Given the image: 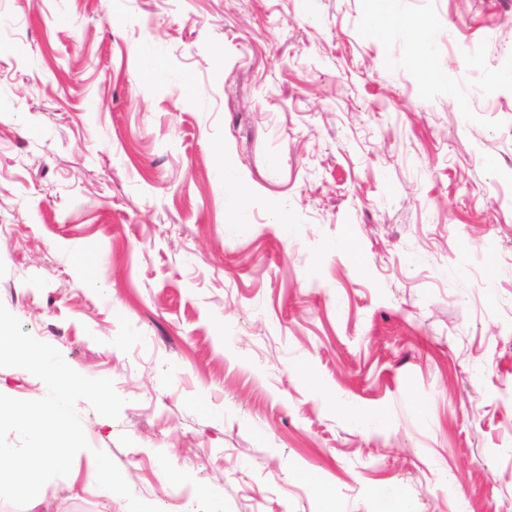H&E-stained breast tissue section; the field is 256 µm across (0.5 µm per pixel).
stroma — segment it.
<instances>
[{
  "label": "stroma",
  "mask_w": 512,
  "mask_h": 512,
  "mask_svg": "<svg viewBox=\"0 0 512 512\" xmlns=\"http://www.w3.org/2000/svg\"><path fill=\"white\" fill-rule=\"evenodd\" d=\"M508 70L512 0H0V303L125 400L0 512H512ZM410 42L414 67L423 74L430 73L434 60L435 35L433 30L423 25L411 29Z\"/></svg>",
  "instance_id": "35a3bbf8"
}]
</instances>
